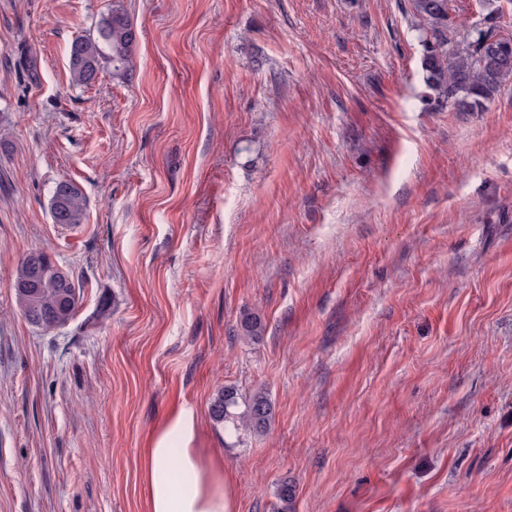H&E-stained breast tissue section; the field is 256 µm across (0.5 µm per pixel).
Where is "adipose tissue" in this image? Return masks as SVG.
I'll return each mask as SVG.
<instances>
[{"instance_id": "adipose-tissue-1", "label": "adipose tissue", "mask_w": 512, "mask_h": 512, "mask_svg": "<svg viewBox=\"0 0 512 512\" xmlns=\"http://www.w3.org/2000/svg\"><path fill=\"white\" fill-rule=\"evenodd\" d=\"M143 482L147 512H233L223 467L200 449H147Z\"/></svg>"}]
</instances>
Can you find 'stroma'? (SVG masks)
Returning a JSON list of instances; mask_svg holds the SVG:
<instances>
[{
	"label": "stroma",
	"mask_w": 512,
	"mask_h": 512,
	"mask_svg": "<svg viewBox=\"0 0 512 512\" xmlns=\"http://www.w3.org/2000/svg\"><path fill=\"white\" fill-rule=\"evenodd\" d=\"M406 3L0 0V512H146L161 440L234 512L283 478L295 512H512V87L426 108ZM115 8L128 75L74 85ZM34 249L80 288L64 327L16 305ZM227 386L266 435L210 418ZM50 210L54 223L81 224L85 217V200L76 186L62 181L53 189ZM209 414L214 422L224 424L225 432L240 438L241 434L265 433L275 415V406L263 389L239 397L234 387L227 386L213 398Z\"/></svg>",
	"instance_id": "stroma-1"
}]
</instances>
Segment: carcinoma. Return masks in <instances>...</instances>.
Masks as SVG:
<instances>
[{
    "instance_id": "obj_1",
    "label": "carcinoma",
    "mask_w": 512,
    "mask_h": 512,
    "mask_svg": "<svg viewBox=\"0 0 512 512\" xmlns=\"http://www.w3.org/2000/svg\"><path fill=\"white\" fill-rule=\"evenodd\" d=\"M452 0H409L422 46L421 70L423 102L433 109L450 108L456 112H481L508 85L512 86V34L502 31L504 18L512 15V0H479L482 19L460 23L452 16ZM136 32L127 16L113 10L102 16L96 34L76 38L70 48L72 82L90 86L102 65H112V74L129 71L131 48ZM50 210L56 224L83 223L85 200L73 184L62 181L53 189ZM44 265L34 286L27 258H22L14 277L15 300L26 320L40 315L44 329L67 325L75 316L79 288L72 275L60 268L48 254L38 251ZM265 323L256 313L240 320V333L249 340L260 338ZM211 419L224 425L230 434L265 433L275 415L269 394L255 389L239 397L238 391L224 387L213 398ZM296 486L284 479L276 487L275 512H294Z\"/></svg>"
}]
</instances>
